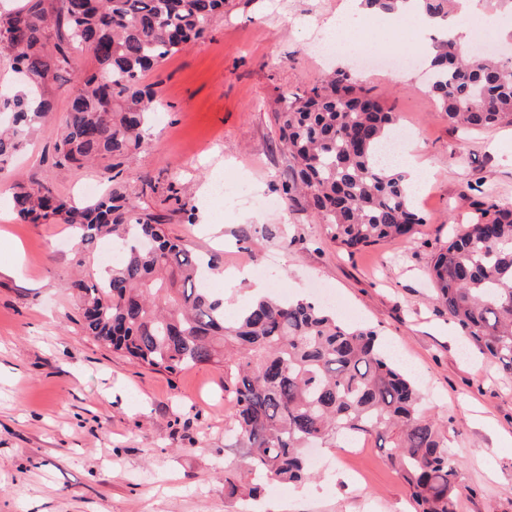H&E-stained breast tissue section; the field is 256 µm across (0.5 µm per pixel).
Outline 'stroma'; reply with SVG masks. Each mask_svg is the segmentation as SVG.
Segmentation results:
<instances>
[{"label":"stroma","instance_id":"obj_1","mask_svg":"<svg viewBox=\"0 0 512 512\" xmlns=\"http://www.w3.org/2000/svg\"><path fill=\"white\" fill-rule=\"evenodd\" d=\"M342 0H225L208 32L147 77L163 104L141 148L111 165L56 163L73 81L45 92L47 127L0 175V512H413L400 475L374 442L322 448L323 465L298 484L272 483L255 501L228 497L224 468L248 455L225 432L224 369L168 374L132 363L88 336L71 286L77 265L63 224H26L14 184H44L74 200L88 185L126 186L169 234L222 263L268 267L286 296L334 293L341 321L372 328L408 368L428 415L448 424L461 461V512H512V375L463 347L436 307L427 270L481 204L512 206V126L452 128L421 68L343 69L409 125L430 160L415 203L427 222L413 242L348 254L303 205L282 201L293 166L274 113L327 71L313 50L320 21ZM242 203L206 193L215 173ZM255 195L278 209L247 204ZM193 212H185L182 202Z\"/></svg>","mask_w":512,"mask_h":512}]
</instances>
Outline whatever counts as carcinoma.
<instances>
[{
	"instance_id": "obj_1",
	"label": "carcinoma",
	"mask_w": 512,
	"mask_h": 512,
	"mask_svg": "<svg viewBox=\"0 0 512 512\" xmlns=\"http://www.w3.org/2000/svg\"><path fill=\"white\" fill-rule=\"evenodd\" d=\"M50 5H44V2ZM412 2L444 25L453 0H361L396 14ZM224 0H30L0 15V53L32 86L0 97V174L46 122L48 83L90 51L99 71L77 89L56 144L57 165L86 166L139 149L162 101L146 74L202 37ZM428 92L448 124L464 129L512 126V59L465 54L441 33L429 43ZM279 149L299 181L283 185L303 197L332 238L347 249L405 238L426 223L403 177L378 159L397 123L371 91L355 89L336 69L305 96L281 98L274 112ZM28 224H67L77 264L87 245L110 236L122 260L74 282L88 335L132 362L177 374L224 365L231 431L250 450L261 480L308 479L307 450L373 438L399 472L415 512H457L459 465L447 430L427 416L415 381L384 351L378 334L336 320L311 301L254 299L235 318L203 287L218 259L194 254L138 209L121 187L75 202L45 185L14 196ZM435 255L436 303L469 343L512 374V207L490 204Z\"/></svg>"
}]
</instances>
